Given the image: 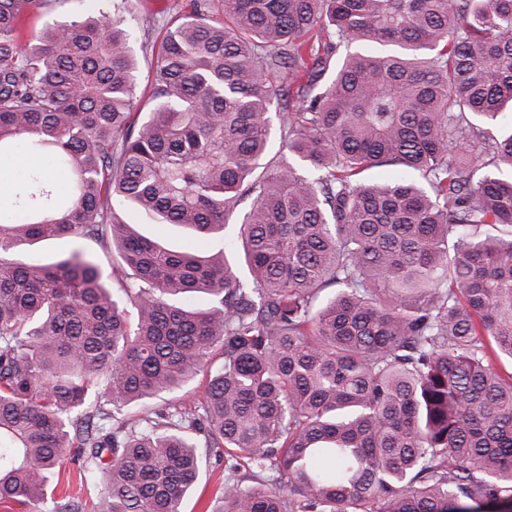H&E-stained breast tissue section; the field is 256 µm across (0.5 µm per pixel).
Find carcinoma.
<instances>
[{"label":"carcinoma","instance_id":"obj_1","mask_svg":"<svg viewBox=\"0 0 512 512\" xmlns=\"http://www.w3.org/2000/svg\"><path fill=\"white\" fill-rule=\"evenodd\" d=\"M43 5L0 0V158L31 157L0 216V504L67 452L53 512L100 474L95 512H181L201 434L213 512H512V131L481 128L512 127V0H190L144 117L119 0L24 39ZM123 205L236 233L176 251ZM61 235L118 265L10 254ZM206 373L207 372L201 373L197 377L195 383L193 384V386L190 389L179 392V393L165 395L164 398L154 400L152 402L153 408L164 409L165 407L168 406L169 403L176 404V405H185L187 407L192 406L193 402L196 401V399L198 397H200V394L198 393V391L199 390L201 391V389H202L201 387L203 386L201 384L205 383L207 380ZM196 386H200V387L198 388Z\"/></svg>","mask_w":512,"mask_h":512}]
</instances>
